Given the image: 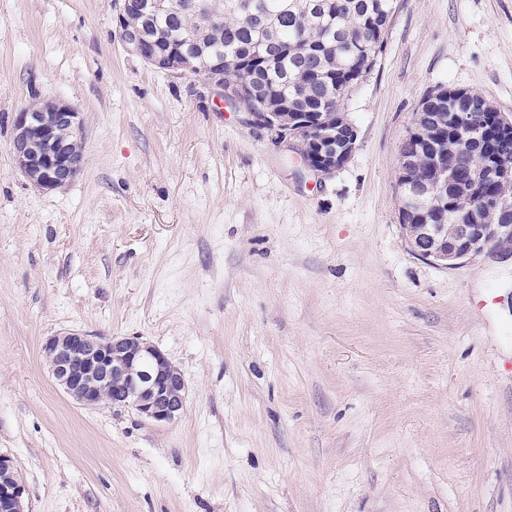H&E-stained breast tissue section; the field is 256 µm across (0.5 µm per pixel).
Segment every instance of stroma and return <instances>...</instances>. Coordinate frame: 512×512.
I'll list each match as a JSON object with an SVG mask.
<instances>
[{
	"label": "stroma",
	"mask_w": 512,
	"mask_h": 512,
	"mask_svg": "<svg viewBox=\"0 0 512 512\" xmlns=\"http://www.w3.org/2000/svg\"><path fill=\"white\" fill-rule=\"evenodd\" d=\"M441 87L512 117V0H398L330 176L148 67L109 0H0V453L26 512H512V264L423 260L399 223ZM37 99L84 119L51 191L11 149ZM74 331L157 346L181 417L74 403L41 352Z\"/></svg>",
	"instance_id": "1"
}]
</instances>
